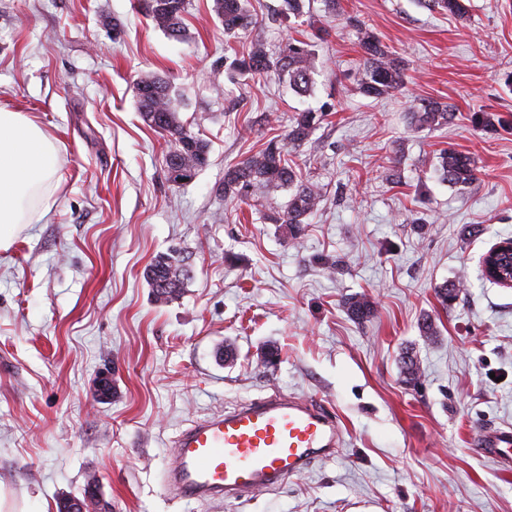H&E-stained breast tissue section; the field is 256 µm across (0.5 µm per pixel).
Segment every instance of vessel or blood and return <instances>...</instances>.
<instances>
[{
	"instance_id": "1",
	"label": "vessel or blood",
	"mask_w": 512,
	"mask_h": 512,
	"mask_svg": "<svg viewBox=\"0 0 512 512\" xmlns=\"http://www.w3.org/2000/svg\"><path fill=\"white\" fill-rule=\"evenodd\" d=\"M339 439L335 416L320 404L270 395L180 430L166 473L188 503L223 502L256 493L330 456ZM476 446L492 461L512 463V428L482 431Z\"/></svg>"
}]
</instances>
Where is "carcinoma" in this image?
<instances>
[{
    "instance_id": "cac0c4a2",
    "label": "carcinoma",
    "mask_w": 512,
    "mask_h": 512,
    "mask_svg": "<svg viewBox=\"0 0 512 512\" xmlns=\"http://www.w3.org/2000/svg\"><path fill=\"white\" fill-rule=\"evenodd\" d=\"M247 2L213 0L212 12L224 26V35L235 37L253 26L254 16ZM308 4L309 0H281L279 13L288 20L299 19L308 15ZM427 5L461 19L469 13L466 0H427ZM141 7L155 27L173 38L184 36L188 0H141ZM358 44L362 61V76L357 83L359 92L378 99L404 91L408 83L405 62L370 29H359ZM228 70L265 78L273 76L280 80L286 77L294 92L307 94L312 91L314 83L313 51L307 42L295 38L288 39L274 53L263 41L254 40L246 53L230 61ZM136 104L148 126L172 138V147L166 158L175 157L178 163L175 168L166 166L167 181L177 187L192 181L208 163L209 146L181 123L169 83L156 77L138 81ZM453 115L454 110L450 106L428 99L411 113L410 124L415 129H433L448 124ZM321 122L322 116L315 112L303 110L295 113L284 134L271 138L260 151L224 169V179L218 185V192L226 200L246 204L260 194L287 191L288 200L269 207L266 220L282 225L288 239L297 242L304 224L319 208L323 188L318 182L303 178L297 167L288 162V153L303 147L314 148L313 134ZM475 123L489 132L503 126L499 116L484 109L478 112ZM435 171L439 179L449 185L465 187L477 180L479 167L472 155L449 147L440 151ZM144 278L155 301L168 303L180 296L186 281L192 278L191 267L182 259L159 255L146 267ZM462 287L464 283L460 280L440 286L437 294L442 304L446 306L454 301ZM344 307L349 316L359 323L368 321L375 311L374 302L364 294L345 298Z\"/></svg>"
}]
</instances>
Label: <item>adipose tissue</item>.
Returning a JSON list of instances; mask_svg holds the SVG:
<instances>
[{
  "label": "adipose tissue",
  "mask_w": 512,
  "mask_h": 512,
  "mask_svg": "<svg viewBox=\"0 0 512 512\" xmlns=\"http://www.w3.org/2000/svg\"><path fill=\"white\" fill-rule=\"evenodd\" d=\"M58 164L55 142L38 124L0 106V250L48 211Z\"/></svg>",
  "instance_id": "obj_1"
}]
</instances>
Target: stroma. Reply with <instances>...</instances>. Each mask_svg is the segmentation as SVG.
Masks as SVG:
<instances>
[{
  "instance_id": "35a3bbf8",
  "label": "stroma",
  "mask_w": 512,
  "mask_h": 512,
  "mask_svg": "<svg viewBox=\"0 0 512 512\" xmlns=\"http://www.w3.org/2000/svg\"><path fill=\"white\" fill-rule=\"evenodd\" d=\"M250 4L260 24L230 45L212 0H189L179 40L138 0H0V105L60 147L49 211L0 251V512H57L91 474L111 512H512V470L473 445L482 428L512 427V288L482 267L512 237V0H470L463 19L422 0H336L329 18L311 0L299 24L275 16L280 0ZM361 25L407 61L402 93L358 92ZM291 36L315 52L311 96L224 68L251 40L275 51ZM152 76L210 145L208 166L180 187L164 173L169 137L137 111L135 84ZM429 98L453 108L452 122L412 129ZM307 107L326 114L320 150L291 161L325 196L294 244L265 206L217 186ZM483 107L507 127L478 129ZM449 146L478 158V181L438 180ZM174 249L193 278L159 305L144 269ZM460 277L465 288L442 304L438 286ZM354 294L374 301L369 321L344 309ZM427 317L433 341L419 331ZM228 347L234 358H220ZM276 391L334 413L330 457L221 504L168 493L188 422Z\"/></svg>"
}]
</instances>
